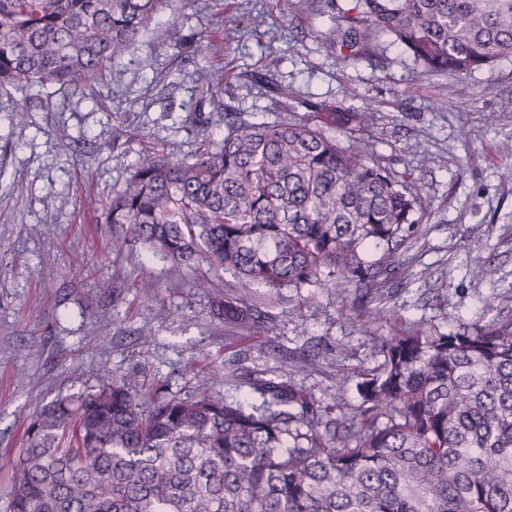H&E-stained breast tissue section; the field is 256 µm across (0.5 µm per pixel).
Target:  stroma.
<instances>
[{
    "mask_svg": "<svg viewBox=\"0 0 512 512\" xmlns=\"http://www.w3.org/2000/svg\"><path fill=\"white\" fill-rule=\"evenodd\" d=\"M335 8L318 0H173L181 25L152 27L136 49L115 59L121 82L82 91L32 87L0 97V512H9L10 474L39 397L94 388L105 376L134 374L150 394L183 398L194 386L224 387V363L291 371L303 356L306 377L329 398L338 377L359 405L358 366L377 352L334 289L309 286L279 302L272 328L248 338L208 316V295L193 287L206 267L173 266L113 243L97 201L111 195L148 147L193 160L203 137L220 141L196 81L199 68L224 72L220 96L252 123L288 120L323 103L371 112L369 136L396 169H410L427 213L406 264L389 284L397 318L455 330L512 316V54L467 79L421 72L394 47L384 62L342 67L326 43ZM235 27L225 41L224 26ZM205 33L200 51L177 50L176 35ZM290 86L278 103L270 84ZM53 101L45 110L44 98ZM125 135L113 139L116 130ZM67 141L72 155L60 153ZM485 260L494 279L476 275ZM124 278L134 292L112 294ZM188 281L168 295L171 278Z\"/></svg>",
    "mask_w": 512,
    "mask_h": 512,
    "instance_id": "1",
    "label": "stroma"
}]
</instances>
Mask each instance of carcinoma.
I'll use <instances>...</instances> for the list:
<instances>
[{"label": "carcinoma", "instance_id": "cac0c4a2", "mask_svg": "<svg viewBox=\"0 0 512 512\" xmlns=\"http://www.w3.org/2000/svg\"><path fill=\"white\" fill-rule=\"evenodd\" d=\"M168 0H0V95L121 78L129 52ZM329 47L344 67L407 52L464 82L512 54V0H354ZM224 138L194 161L152 152L100 203L131 246L234 281L208 288L210 316L248 336L273 324L278 291L314 283L372 293L354 309L382 360L326 403L299 374L228 368L245 403L201 387L140 403L134 377L59 395L36 409L12 465L9 512H512V318L442 331L393 326L386 284L425 215L422 188L380 155L371 112L316 111L249 123L224 111L197 72Z\"/></svg>", "mask_w": 512, "mask_h": 512}]
</instances>
